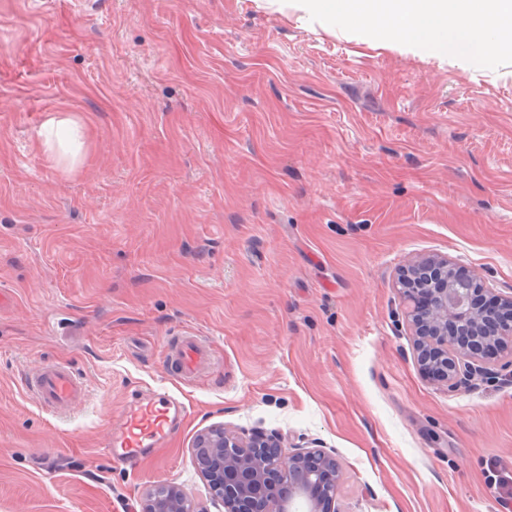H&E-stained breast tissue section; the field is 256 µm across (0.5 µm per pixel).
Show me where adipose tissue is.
Instances as JSON below:
<instances>
[{"label": "adipose tissue", "mask_w": 512, "mask_h": 512, "mask_svg": "<svg viewBox=\"0 0 512 512\" xmlns=\"http://www.w3.org/2000/svg\"><path fill=\"white\" fill-rule=\"evenodd\" d=\"M325 23L466 61L512 55V0H300Z\"/></svg>", "instance_id": "ef3b65f1"}]
</instances>
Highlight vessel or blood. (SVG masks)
Instances as JSON below:
<instances>
[{
	"mask_svg": "<svg viewBox=\"0 0 512 512\" xmlns=\"http://www.w3.org/2000/svg\"><path fill=\"white\" fill-rule=\"evenodd\" d=\"M212 362L206 346L194 336L182 337L172 351L171 364L184 379L200 378ZM27 387L41 405L55 411L69 410L84 395L83 387L61 364L42 367L30 377ZM181 412V406L165 393L132 400L120 417L118 432L105 446L108 458L130 465L144 451L162 448Z\"/></svg>",
	"mask_w": 512,
	"mask_h": 512,
	"instance_id": "obj_1",
	"label": "vessel or blood"
}]
</instances>
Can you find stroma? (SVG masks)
Returning <instances> with one entry per match:
<instances>
[{
    "mask_svg": "<svg viewBox=\"0 0 512 512\" xmlns=\"http://www.w3.org/2000/svg\"><path fill=\"white\" fill-rule=\"evenodd\" d=\"M55 114L85 126L76 170ZM445 257L512 295V56L440 59L258 0H0V512H141L208 490L202 429L281 433L342 466L339 512H506L512 372L427 377L397 272ZM214 364L186 381L172 344ZM66 365L84 399L24 388ZM184 412L135 469L132 395ZM213 363L207 347L196 336H184L172 351L171 365L182 379H197ZM141 512H208L195 508L186 492L169 483L155 486L145 496Z\"/></svg>",
    "mask_w": 512,
    "mask_h": 512,
    "instance_id": "stroma-1",
    "label": "stroma"
}]
</instances>
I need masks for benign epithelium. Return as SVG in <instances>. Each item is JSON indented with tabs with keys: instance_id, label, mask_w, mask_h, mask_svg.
<instances>
[{
	"instance_id": "1",
	"label": "benign epithelium",
	"mask_w": 512,
	"mask_h": 512,
	"mask_svg": "<svg viewBox=\"0 0 512 512\" xmlns=\"http://www.w3.org/2000/svg\"><path fill=\"white\" fill-rule=\"evenodd\" d=\"M398 284L427 374L456 391L499 374L495 361L512 346V296L487 303L476 278L446 259L417 263ZM193 464L224 512H334L342 479L336 456L287 445L278 433L239 436L222 426L201 430ZM141 512H207L169 483L145 496Z\"/></svg>"
}]
</instances>
